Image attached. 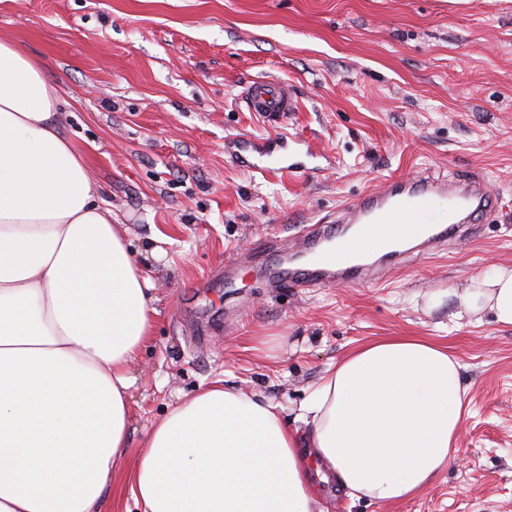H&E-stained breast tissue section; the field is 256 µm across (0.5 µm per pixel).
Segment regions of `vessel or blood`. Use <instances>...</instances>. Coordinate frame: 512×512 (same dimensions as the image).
Instances as JSON below:
<instances>
[{
	"mask_svg": "<svg viewBox=\"0 0 512 512\" xmlns=\"http://www.w3.org/2000/svg\"><path fill=\"white\" fill-rule=\"evenodd\" d=\"M243 98L249 111L271 123L297 109L291 90L275 82H253L245 88ZM495 208L496 200L479 175L456 178L419 172L389 182L384 190L358 196L333 222L307 235L303 248L312 254L308 264L282 262L266 274L278 285L303 288L377 282L388 267L404 262L403 251L392 241H378L369 247L374 261L360 259L342 239L344 230L358 224H412L420 252L430 253L455 239L478 236L482 221Z\"/></svg>",
	"mask_w": 512,
	"mask_h": 512,
	"instance_id": "obj_1",
	"label": "vessel or blood"
}]
</instances>
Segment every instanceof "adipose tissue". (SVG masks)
Segmentation results:
<instances>
[{
  "label": "adipose tissue",
  "mask_w": 512,
  "mask_h": 512,
  "mask_svg": "<svg viewBox=\"0 0 512 512\" xmlns=\"http://www.w3.org/2000/svg\"><path fill=\"white\" fill-rule=\"evenodd\" d=\"M58 102L42 61L0 39V512H103L158 314ZM459 302L512 326V265ZM461 370L425 338L365 344L324 371L294 428L215 382L153 426L129 495L137 512H326L318 470L353 500L410 499L458 454Z\"/></svg>",
  "instance_id": "ef3b65f1"
}]
</instances>
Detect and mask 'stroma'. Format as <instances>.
Masks as SVG:
<instances>
[{
	"label": "stroma",
	"mask_w": 512,
	"mask_h": 512,
	"mask_svg": "<svg viewBox=\"0 0 512 512\" xmlns=\"http://www.w3.org/2000/svg\"><path fill=\"white\" fill-rule=\"evenodd\" d=\"M0 39L43 62L159 298L106 512L132 507L137 447L200 385L263 395L291 422L329 365L390 336L461 361L460 451L400 503L324 486L327 512H512V326L428 306L512 264V0H0ZM255 79L288 85L297 111L274 126L248 111ZM421 170L484 175L497 210L478 237L373 285L272 288L253 268L262 245L299 250L320 219Z\"/></svg>",
	"instance_id": "1"
}]
</instances>
